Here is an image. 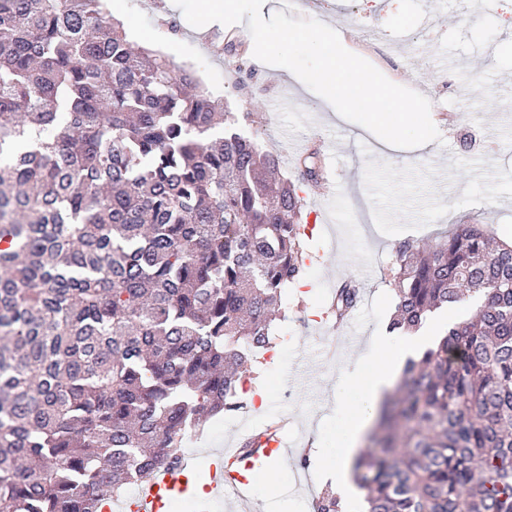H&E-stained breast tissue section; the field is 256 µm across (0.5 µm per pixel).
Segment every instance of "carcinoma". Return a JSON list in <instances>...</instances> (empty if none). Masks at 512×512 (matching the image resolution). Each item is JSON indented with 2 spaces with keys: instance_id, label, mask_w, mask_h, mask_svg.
Here are the masks:
<instances>
[{
  "instance_id": "cac0c4a2",
  "label": "carcinoma",
  "mask_w": 512,
  "mask_h": 512,
  "mask_svg": "<svg viewBox=\"0 0 512 512\" xmlns=\"http://www.w3.org/2000/svg\"><path fill=\"white\" fill-rule=\"evenodd\" d=\"M107 0H0V512H101L242 407L309 248L301 187ZM392 328L472 315L407 363L355 456L366 512H512V245H395ZM360 288L336 289V317ZM314 512H339L336 492Z\"/></svg>"
}]
</instances>
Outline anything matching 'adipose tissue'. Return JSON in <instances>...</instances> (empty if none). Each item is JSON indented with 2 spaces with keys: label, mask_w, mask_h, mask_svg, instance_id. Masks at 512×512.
<instances>
[{
  "label": "adipose tissue",
  "mask_w": 512,
  "mask_h": 512,
  "mask_svg": "<svg viewBox=\"0 0 512 512\" xmlns=\"http://www.w3.org/2000/svg\"><path fill=\"white\" fill-rule=\"evenodd\" d=\"M458 318V312H444L431 318L423 328L411 335L398 336L383 332L370 337L357 358L342 367L341 383H363L364 398L357 411L343 419L336 452L319 462L317 475L320 481L336 486L339 494L348 502H358L362 496L353 481L351 461L374 418L378 399L394 388L400 365L436 347L449 323Z\"/></svg>",
  "instance_id": "1"
}]
</instances>
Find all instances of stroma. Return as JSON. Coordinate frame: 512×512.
I'll return each mask as SVG.
<instances>
[{
    "mask_svg": "<svg viewBox=\"0 0 512 512\" xmlns=\"http://www.w3.org/2000/svg\"><path fill=\"white\" fill-rule=\"evenodd\" d=\"M129 38L179 64L197 69L200 81L234 112L241 128L293 171V142H322L328 188L303 194L313 238L302 280L289 289L272 347L258 353L263 372L259 410L212 420L186 440L193 457V484L206 481L210 454L238 447L245 432L287 419L288 458L275 472L256 462L248 477L246 501L209 502L207 512H276L269 499L278 490L288 512H311L320 488L314 469L299 470L296 459L308 440L321 437L334 446L338 422L332 388L338 365L323 359L326 339L343 328L322 314L334 289L356 279L362 296L351 312L353 346L386 328L395 305L394 245L401 240L434 242L456 224H484L491 234L512 235V0H482L471 13L470 0H271L287 16L313 17L346 35L357 51L356 35L404 51L401 74L392 82L425 86L431 115L442 142L428 147L389 146L363 127L346 121L325 99L293 73L253 56L243 24L230 26L244 39L245 67L236 57L212 54L200 31L188 24L173 0H118ZM176 20L177 34L159 33L160 15ZM288 84L298 98L278 109L269 79ZM313 366L308 380L299 374ZM279 498V499H280Z\"/></svg>",
    "mask_w": 512,
    "mask_h": 512,
    "instance_id": "stroma-1",
    "label": "stroma"
}]
</instances>
